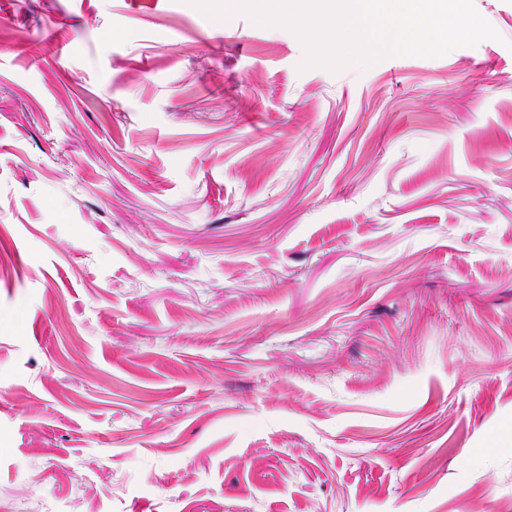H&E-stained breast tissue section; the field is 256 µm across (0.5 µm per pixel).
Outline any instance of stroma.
I'll use <instances>...</instances> for the list:
<instances>
[{
    "label": "stroma",
    "mask_w": 512,
    "mask_h": 512,
    "mask_svg": "<svg viewBox=\"0 0 512 512\" xmlns=\"http://www.w3.org/2000/svg\"><path fill=\"white\" fill-rule=\"evenodd\" d=\"M301 69L188 0H0V512H512V0Z\"/></svg>",
    "instance_id": "1"
}]
</instances>
